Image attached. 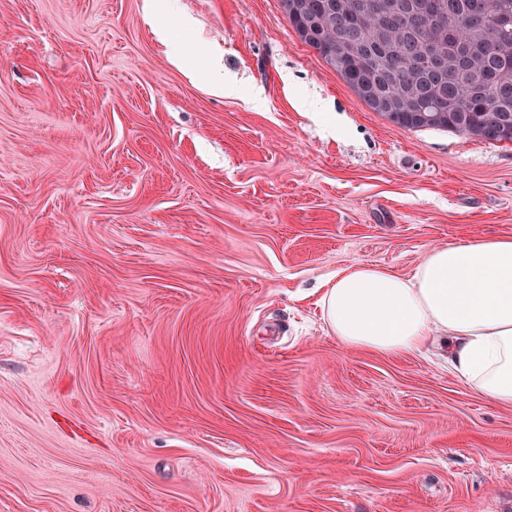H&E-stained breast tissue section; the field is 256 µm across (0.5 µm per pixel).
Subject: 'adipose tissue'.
<instances>
[{
  "instance_id": "obj_1",
  "label": "adipose tissue",
  "mask_w": 512,
  "mask_h": 512,
  "mask_svg": "<svg viewBox=\"0 0 512 512\" xmlns=\"http://www.w3.org/2000/svg\"><path fill=\"white\" fill-rule=\"evenodd\" d=\"M345 348L388 356L431 341L479 396L512 405V237L431 248L406 275L378 264L338 269L318 298Z\"/></svg>"
}]
</instances>
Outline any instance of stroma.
I'll use <instances>...</instances> for the list:
<instances>
[{
    "instance_id": "35a3bbf8",
    "label": "stroma",
    "mask_w": 512,
    "mask_h": 512,
    "mask_svg": "<svg viewBox=\"0 0 512 512\" xmlns=\"http://www.w3.org/2000/svg\"><path fill=\"white\" fill-rule=\"evenodd\" d=\"M473 236L512 143L390 123L279 0H0V512H512V406L317 305Z\"/></svg>"
}]
</instances>
